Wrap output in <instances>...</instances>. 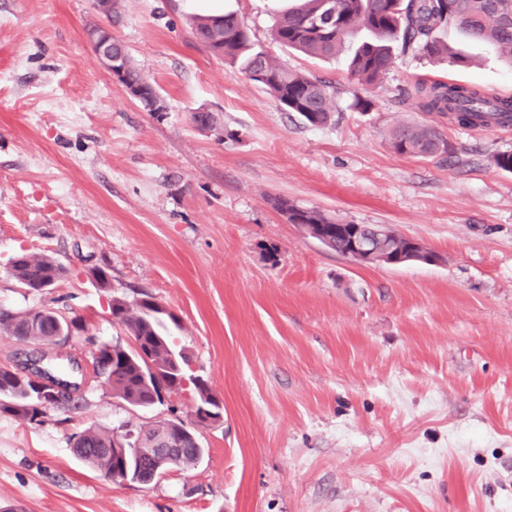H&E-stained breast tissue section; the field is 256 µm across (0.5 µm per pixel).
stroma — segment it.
Returning <instances> with one entry per match:
<instances>
[{
    "mask_svg": "<svg viewBox=\"0 0 512 512\" xmlns=\"http://www.w3.org/2000/svg\"><path fill=\"white\" fill-rule=\"evenodd\" d=\"M289 4L116 0L112 34L163 101L150 112L85 41L93 0H0V307L83 315L114 342L126 335L111 296L150 294L224 405L197 464L116 483L76 457L73 435L189 419L194 387L134 412L91 379L88 345L46 346L86 380L43 422L0 413V512H512V173L490 160L512 150V128H461L409 95L434 78L512 97V62L451 26L442 37L468 66L409 54L363 86L346 54L272 41ZM224 11L281 65L341 88L328 125L284 112L197 42L191 18ZM355 92L371 112L349 110ZM201 109L215 128L194 124ZM403 121L439 128L456 158L397 154L388 132ZM274 197L392 225L440 261L361 264L288 223ZM20 253L68 274L19 287Z\"/></svg>",
    "mask_w": 512,
    "mask_h": 512,
    "instance_id": "obj_1",
    "label": "stroma"
}]
</instances>
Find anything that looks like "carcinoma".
I'll use <instances>...</instances> for the list:
<instances>
[{
    "mask_svg": "<svg viewBox=\"0 0 512 512\" xmlns=\"http://www.w3.org/2000/svg\"><path fill=\"white\" fill-rule=\"evenodd\" d=\"M457 25L471 38L490 43L512 53V0H296V5L278 16L271 28L272 40L288 49L329 58L336 56L345 41L357 30L365 29L372 38L361 42L348 60V71L357 83L373 85L402 55L425 54L464 64L467 58L437 38L442 29ZM195 37L205 48L237 65L248 80L261 86L285 111L292 112L311 127L327 125L337 112L340 91L325 79L292 71L277 62L257 44L245 21L235 12L204 15L192 19ZM417 107L435 112L461 127L482 129L512 124V99H488L481 89L464 84L431 79L417 82L414 88ZM393 150L401 155L430 158L457 153L455 146L437 128L422 124H399L389 132ZM273 207L288 215L292 224L332 226L336 219L319 210L298 207L285 199H273ZM353 231L330 234L328 248L347 255ZM66 268L48 254L25 253L11 261L10 275L22 288L37 289L44 282L56 284ZM110 313L134 344L97 342L85 336L87 319L80 315L63 321V315L46 306L19 313L0 310V332L18 340L28 335L31 317L44 316L40 335L34 344L49 342L59 333L84 339L107 354L91 356L96 375L104 378L112 396L133 406L150 407L163 402L162 383L145 377L141 369L153 362L164 369L160 377H185L187 363L167 335V322H177L149 294L130 302L112 298ZM149 442L159 436H175L180 425L175 420H158L149 428L139 427ZM114 432L93 426L73 437L79 458L92 469L104 472L97 448L112 445Z\"/></svg>",
    "mask_w": 512,
    "mask_h": 512,
    "instance_id": "cac0c4a2",
    "label": "carcinoma"
}]
</instances>
